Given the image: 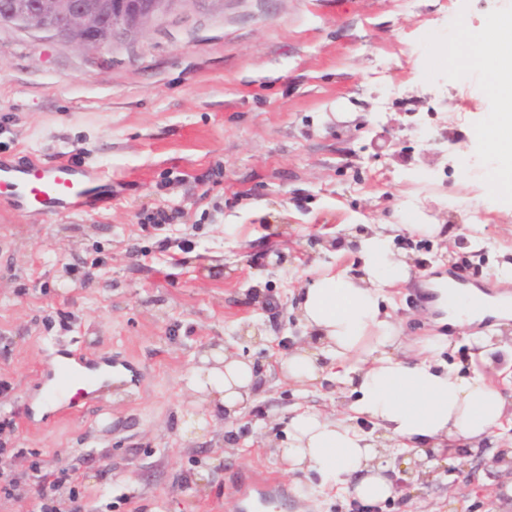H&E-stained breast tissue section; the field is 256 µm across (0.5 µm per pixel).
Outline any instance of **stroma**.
Listing matches in <instances>:
<instances>
[{"label":"stroma","instance_id":"obj_1","mask_svg":"<svg viewBox=\"0 0 512 512\" xmlns=\"http://www.w3.org/2000/svg\"><path fill=\"white\" fill-rule=\"evenodd\" d=\"M512 0H177L142 33L95 54L45 33L0 28V161H72L112 174L95 209L33 217L0 205V512H40L39 474L66 466L59 512H244L237 487L260 473L285 486L269 512H512V426L450 468L418 478L397 460L403 495L364 506L288 474L280 450L296 407L353 417L333 369L301 393L268 363L297 342L301 283L319 267L355 272L359 227L404 210L437 235L393 242L411 277L386 308L407 353L439 344L462 372L500 380L512 360L472 357L471 328L419 303L470 261L471 285L512 295V214L488 171L496 154L474 126L500 103L476 72L448 74L460 32H485ZM173 214L150 222L157 210ZM282 267L268 268L274 254ZM109 352L124 368L86 412L38 426L47 375L66 350ZM231 348L261 367L233 424L186 436L209 407L185 387L202 355Z\"/></svg>","mask_w":512,"mask_h":512}]
</instances>
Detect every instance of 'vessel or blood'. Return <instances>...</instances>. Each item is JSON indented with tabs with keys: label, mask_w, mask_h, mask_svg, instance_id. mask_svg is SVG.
Instances as JSON below:
<instances>
[{
	"label": "vessel or blood",
	"mask_w": 512,
	"mask_h": 512,
	"mask_svg": "<svg viewBox=\"0 0 512 512\" xmlns=\"http://www.w3.org/2000/svg\"><path fill=\"white\" fill-rule=\"evenodd\" d=\"M7 194L9 205L25 207L30 213L52 212L58 209L82 211L89 209L95 194L93 181L84 176L69 160L50 164L33 159L0 165V194ZM102 373L101 361L88 358L80 350L68 352L55 377L54 399L58 414H66L87 403L74 393L75 385H92ZM279 489L265 483L254 487L248 500L255 512H267Z\"/></svg>",
	"instance_id": "b4317fda"
}]
</instances>
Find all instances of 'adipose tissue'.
I'll return each mask as SVG.
<instances>
[{"instance_id":"adipose-tissue-1","label":"adipose tissue","mask_w":512,"mask_h":512,"mask_svg":"<svg viewBox=\"0 0 512 512\" xmlns=\"http://www.w3.org/2000/svg\"><path fill=\"white\" fill-rule=\"evenodd\" d=\"M465 44L464 54L449 52V75L462 66L475 68L493 96L511 101L512 13L494 18L489 32L467 35ZM490 128L494 135L488 144L501 161L490 187L512 199V110L496 112ZM399 229L432 235L439 227L401 214L398 224H379L359 237V275L327 267L301 285L297 307L304 337L279 362L282 377L302 386L319 379L323 361L342 364L336 379L351 387L354 411L372 421L377 435L323 411L298 408L288 419L283 456L290 473L317 476L319 489L339 490L366 505L400 494L391 478L395 462L387 442L423 457L431 446L480 443L512 413V403L482 374L450 369L433 352L413 361L400 357L403 340L383 306L387 289L405 282L411 271L407 257L391 248ZM257 380L252 364L229 351L215 352L202 358L187 387L203 395L213 411L234 419Z\"/></svg>"}]
</instances>
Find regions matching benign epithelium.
<instances>
[{
    "label": "benign epithelium",
    "mask_w": 512,
    "mask_h": 512,
    "mask_svg": "<svg viewBox=\"0 0 512 512\" xmlns=\"http://www.w3.org/2000/svg\"><path fill=\"white\" fill-rule=\"evenodd\" d=\"M176 0H148L139 7L110 15L101 25L102 14L109 10L104 3L78 4L76 0H12L0 14V26L46 33L63 39L81 50L100 51L117 35L139 33Z\"/></svg>",
    "instance_id": "benign-epithelium-1"
}]
</instances>
